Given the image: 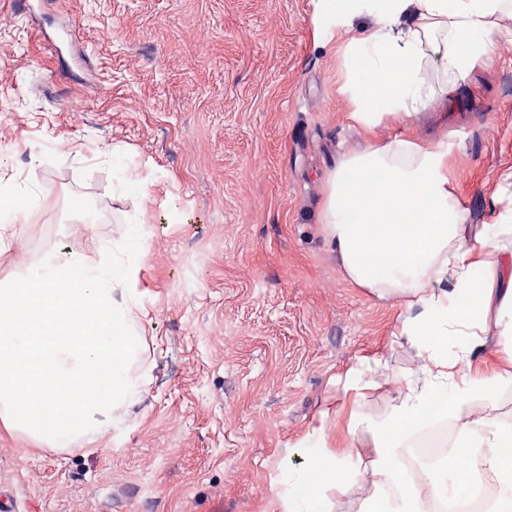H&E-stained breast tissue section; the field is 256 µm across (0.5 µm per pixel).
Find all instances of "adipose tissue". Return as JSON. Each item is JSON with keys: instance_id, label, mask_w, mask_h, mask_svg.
I'll use <instances>...</instances> for the list:
<instances>
[{"instance_id": "obj_1", "label": "adipose tissue", "mask_w": 512, "mask_h": 512, "mask_svg": "<svg viewBox=\"0 0 512 512\" xmlns=\"http://www.w3.org/2000/svg\"><path fill=\"white\" fill-rule=\"evenodd\" d=\"M365 13L375 28L349 40L343 90L352 119L370 130L383 117H409L435 96L456 94L490 60L491 37L512 18V0H320L321 16L346 28ZM430 46L441 51L446 75L436 90L427 79ZM319 223L350 285L404 299L400 333L418 352L374 444L385 512H424L421 493L400 490L399 459L419 429L445 420L456 426L444 444L466 460L465 485L492 471L489 512H512V427L496 414L497 387L512 377V321L504 319L512 310V223H465L447 149L408 138L342 156L328 174ZM315 433L319 466L344 467L335 487L345 489L355 474V418L339 434L321 420ZM329 489L307 471L280 497V512H327Z\"/></svg>"}]
</instances>
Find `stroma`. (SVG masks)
Segmentation results:
<instances>
[{
  "label": "stroma",
  "instance_id": "35a3bbf8",
  "mask_svg": "<svg viewBox=\"0 0 512 512\" xmlns=\"http://www.w3.org/2000/svg\"><path fill=\"white\" fill-rule=\"evenodd\" d=\"M318 3L41 0L31 21L0 0V182L27 190L0 281L47 251L120 244L132 222L147 233L130 366L146 389L78 450L1 434L14 512H279L288 477L313 467L321 410L350 403L346 372H410L400 300L351 286L320 231L343 154L413 135L448 150L466 223L512 212V21L453 102L368 136L341 86L373 18L346 30ZM126 172L150 179V204ZM371 442L331 512L374 500Z\"/></svg>",
  "mask_w": 512,
  "mask_h": 512
}]
</instances>
